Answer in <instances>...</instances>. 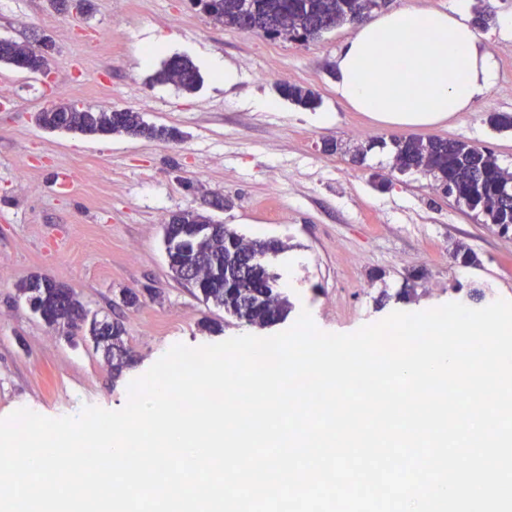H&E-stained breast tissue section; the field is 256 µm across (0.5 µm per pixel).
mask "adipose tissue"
<instances>
[{
  "label": "adipose tissue",
  "mask_w": 512,
  "mask_h": 512,
  "mask_svg": "<svg viewBox=\"0 0 512 512\" xmlns=\"http://www.w3.org/2000/svg\"><path fill=\"white\" fill-rule=\"evenodd\" d=\"M495 61L465 6L379 13L335 58L336 91L358 111L403 126H430L469 111L491 88Z\"/></svg>",
  "instance_id": "1"
}]
</instances>
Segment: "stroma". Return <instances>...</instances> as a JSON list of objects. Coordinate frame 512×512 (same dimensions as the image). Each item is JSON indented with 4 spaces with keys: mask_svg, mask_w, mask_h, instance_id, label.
I'll use <instances>...</instances> for the list:
<instances>
[{
    "mask_svg": "<svg viewBox=\"0 0 512 512\" xmlns=\"http://www.w3.org/2000/svg\"><path fill=\"white\" fill-rule=\"evenodd\" d=\"M90 3L88 13L63 14L48 0H0V38L41 30L55 42L49 76L0 65V418L20 408L50 418L121 409L130 382L173 345L271 336L304 310L319 330L348 334L396 310L472 305L476 289L484 302L512 301V236L428 177L393 170L387 147L409 136L458 139L512 170V131L487 122L512 114V31L503 26L512 0H466L468 12L491 16L481 36L496 61L492 89L472 111L415 129L337 96L330 70L352 24L294 43L218 24L193 0ZM176 57L199 71L195 92L153 81ZM228 69L237 75L229 85ZM264 71L312 89L316 106L281 98ZM59 96L139 112L180 137L39 127L36 113ZM357 145L367 152L355 163ZM224 196L230 206L213 208ZM181 211L283 244L264 265L292 304L285 321L248 325L175 277L163 226ZM467 250L476 264L462 263ZM37 276L72 288L89 315L120 323L130 355L120 375L90 338L57 333L30 311L18 287Z\"/></svg>",
    "mask_w": 512,
    "mask_h": 512,
    "instance_id": "stroma-1",
    "label": "stroma"
}]
</instances>
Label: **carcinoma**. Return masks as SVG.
<instances>
[{"label": "carcinoma", "mask_w": 512, "mask_h": 512, "mask_svg": "<svg viewBox=\"0 0 512 512\" xmlns=\"http://www.w3.org/2000/svg\"><path fill=\"white\" fill-rule=\"evenodd\" d=\"M213 20L226 27L240 26L238 0H202ZM366 0H250V17L270 39L301 42L346 23L364 20ZM157 80L172 83L187 93L194 92L200 75L186 58L170 60ZM279 94L306 108L316 103L315 93L297 84L278 85ZM105 115L102 112H71L66 129L78 134H96ZM112 132L146 138L171 139V129L147 124L140 113L124 110L112 113ZM394 161L401 172L415 170L432 177L436 186L457 201L481 212L486 222L512 229V173L502 168L493 153L456 139L405 137L392 141ZM243 238L222 224L206 241H190L168 247L171 270L181 276L185 270L203 267L206 278L199 288L202 299L213 302L248 324L260 327L284 319L291 309L288 299L277 291L275 279L263 267L249 262V253L264 249L277 251L275 240H250L249 251L240 248ZM40 306L48 324L63 314L85 324L90 336L116 356L112 370L120 373L127 360L123 330L118 324L88 320L87 311L74 291L56 283L41 294Z\"/></svg>", "instance_id": "carcinoma-1"}]
</instances>
